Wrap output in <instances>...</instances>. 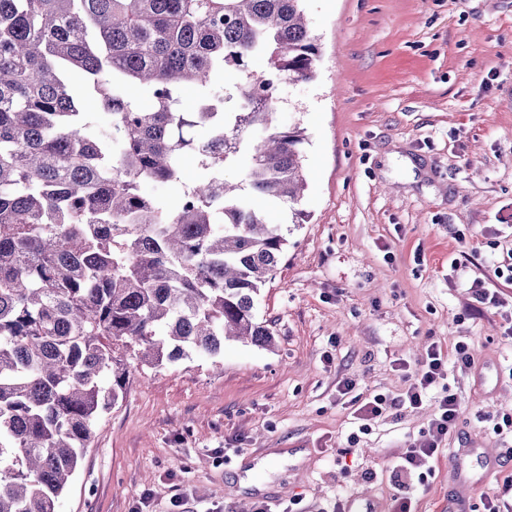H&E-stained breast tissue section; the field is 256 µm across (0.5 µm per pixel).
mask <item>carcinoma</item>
Returning <instances> with one entry per match:
<instances>
[{
  "label": "carcinoma",
  "mask_w": 512,
  "mask_h": 512,
  "mask_svg": "<svg viewBox=\"0 0 512 512\" xmlns=\"http://www.w3.org/2000/svg\"><path fill=\"white\" fill-rule=\"evenodd\" d=\"M303 2L0 0V512H57L132 372L274 344L256 303L288 240L246 196L306 188L302 129L272 126L280 83L316 76ZM229 67L233 109L183 101Z\"/></svg>",
  "instance_id": "carcinoma-1"
}]
</instances>
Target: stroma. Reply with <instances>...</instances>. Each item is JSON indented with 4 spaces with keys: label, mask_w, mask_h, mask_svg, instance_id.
Listing matches in <instances>:
<instances>
[{
    "label": "stroma",
    "mask_w": 512,
    "mask_h": 512,
    "mask_svg": "<svg viewBox=\"0 0 512 512\" xmlns=\"http://www.w3.org/2000/svg\"><path fill=\"white\" fill-rule=\"evenodd\" d=\"M304 7L317 76L280 84L274 124L304 129L307 188L294 209L248 198L288 240L257 303L275 346L131 375L58 512H448L449 449L505 445L486 418L512 414V341L471 285L512 263V0ZM433 342L475 366L449 362L464 409L430 472L398 484L431 407L362 433L353 403L401 396L400 362Z\"/></svg>",
    "instance_id": "stroma-1"
}]
</instances>
